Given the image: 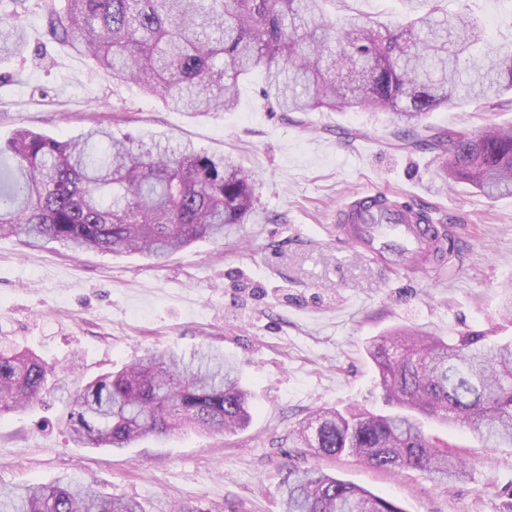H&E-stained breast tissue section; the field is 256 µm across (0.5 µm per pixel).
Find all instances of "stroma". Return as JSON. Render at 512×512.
<instances>
[{
  "instance_id": "35a3bbf8",
  "label": "stroma",
  "mask_w": 512,
  "mask_h": 512,
  "mask_svg": "<svg viewBox=\"0 0 512 512\" xmlns=\"http://www.w3.org/2000/svg\"><path fill=\"white\" fill-rule=\"evenodd\" d=\"M488 25V47L512 44V0H447ZM23 53L0 51V140L28 128L67 140L100 120L115 136L230 154L255 178L247 223L163 263L142 254L74 255L57 244L0 236V338L60 367L33 408L0 416V488L74 477L145 512H284L279 485L294 467L320 471L395 501L404 512H512V448L484 449L468 430L431 435L475 458L468 476L436 482L356 458L317 457L293 431L317 408H383L371 340L400 326L444 336L499 325L512 283V197L491 201L443 185L436 152L408 148L390 114L368 109L280 112L243 82L231 112H175L134 83L115 85L46 35L39 8L22 20ZM437 128L512 125V111L448 106ZM377 190L433 203L461 239L441 272L390 270L337 242L331 216L352 193ZM211 347L239 364L255 413L224 436L149 435L130 448H81L64 422L67 395L147 349L191 356Z\"/></svg>"
}]
</instances>
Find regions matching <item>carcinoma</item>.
Wrapping results in <instances>:
<instances>
[{"label": "carcinoma", "instance_id": "1", "mask_svg": "<svg viewBox=\"0 0 512 512\" xmlns=\"http://www.w3.org/2000/svg\"><path fill=\"white\" fill-rule=\"evenodd\" d=\"M29 0L0 12V50L21 53ZM350 0H44L47 36L88 57L115 84L134 82L178 112H231L240 82L259 72L281 112L368 108L403 124L400 139L446 155L443 180L495 201L512 196V127L433 131L424 116L448 104L505 109L512 49L487 48L482 20L446 0H399L402 21L364 26ZM368 74L352 82L361 61ZM253 177L233 157L118 139L103 124L77 139L28 129L0 141V235L72 251L138 252L155 259L200 239H224L254 208ZM504 325L445 338L399 328L368 354L387 414L323 408L296 439L317 456H352L384 471L448 482L470 462L423 419L470 430L485 448L512 447V287ZM54 368L34 352L0 347V416L41 401ZM237 366L200 349L190 360L148 351L69 395L66 424L80 447L126 448L145 435L234 433L249 422ZM285 512H404L396 503L315 469L281 484ZM0 512H144L78 481L0 489Z\"/></svg>", "mask_w": 512, "mask_h": 512}]
</instances>
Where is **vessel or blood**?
<instances>
[{"mask_svg": "<svg viewBox=\"0 0 512 512\" xmlns=\"http://www.w3.org/2000/svg\"><path fill=\"white\" fill-rule=\"evenodd\" d=\"M338 240L354 245L362 255H388L392 265H402L405 256L424 251L433 238L447 246L457 244L453 228L436 224L430 209L389 199L375 192L352 195L336 213Z\"/></svg>", "mask_w": 512, "mask_h": 512, "instance_id": "vessel-or-blood-1", "label": "vessel or blood"}]
</instances>
